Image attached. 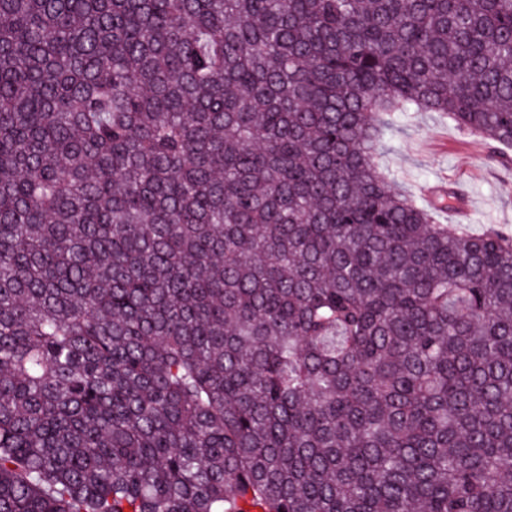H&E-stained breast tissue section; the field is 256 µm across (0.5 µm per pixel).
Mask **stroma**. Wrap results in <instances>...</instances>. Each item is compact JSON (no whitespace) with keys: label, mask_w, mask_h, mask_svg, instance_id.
Here are the masks:
<instances>
[{"label":"stroma","mask_w":512,"mask_h":512,"mask_svg":"<svg viewBox=\"0 0 512 512\" xmlns=\"http://www.w3.org/2000/svg\"><path fill=\"white\" fill-rule=\"evenodd\" d=\"M377 160L396 188L418 201L429 189L464 188L474 200L468 233L494 225L512 234V150L490 157L482 140L442 113L410 112L385 129Z\"/></svg>","instance_id":"obj_1"}]
</instances>
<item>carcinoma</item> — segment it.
I'll return each instance as SVG.
<instances>
[{"label": "carcinoma", "mask_w": 512, "mask_h": 512, "mask_svg": "<svg viewBox=\"0 0 512 512\" xmlns=\"http://www.w3.org/2000/svg\"><path fill=\"white\" fill-rule=\"evenodd\" d=\"M382 112L512 147V0H0V512H512V238Z\"/></svg>", "instance_id": "obj_1"}]
</instances>
